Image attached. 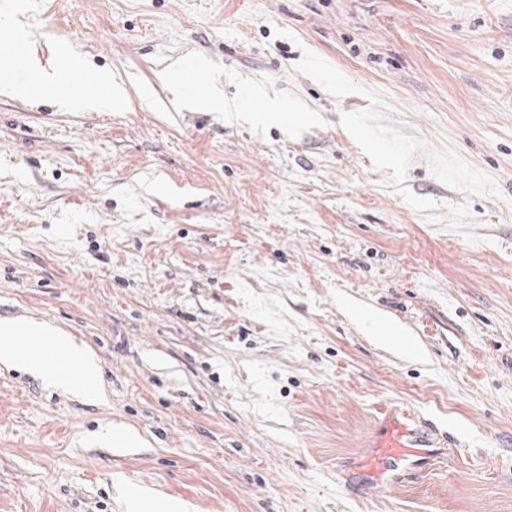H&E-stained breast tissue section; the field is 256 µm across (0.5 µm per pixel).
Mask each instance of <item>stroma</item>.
Listing matches in <instances>:
<instances>
[{
	"instance_id": "stroma-1",
	"label": "stroma",
	"mask_w": 512,
	"mask_h": 512,
	"mask_svg": "<svg viewBox=\"0 0 512 512\" xmlns=\"http://www.w3.org/2000/svg\"><path fill=\"white\" fill-rule=\"evenodd\" d=\"M1 23L36 63L10 81L65 42L124 100L0 93V318L65 329L107 390L0 367V512H127L130 486L512 512V0H0ZM388 401L448 447L359 497L336 468Z\"/></svg>"
}]
</instances>
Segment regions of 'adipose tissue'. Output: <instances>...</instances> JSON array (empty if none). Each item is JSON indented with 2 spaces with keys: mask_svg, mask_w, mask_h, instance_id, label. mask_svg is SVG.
<instances>
[{
  "mask_svg": "<svg viewBox=\"0 0 512 512\" xmlns=\"http://www.w3.org/2000/svg\"><path fill=\"white\" fill-rule=\"evenodd\" d=\"M24 336L31 341L69 354L77 372L69 374L59 366L48 364L42 355L17 346L5 345V338ZM0 364L18 368L40 379L46 386L80 397L88 403L107 399L93 355L76 343L63 329L27 317L0 318Z\"/></svg>",
  "mask_w": 512,
  "mask_h": 512,
  "instance_id": "adipose-tissue-1",
  "label": "adipose tissue"
}]
</instances>
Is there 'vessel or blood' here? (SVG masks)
<instances>
[{"mask_svg":"<svg viewBox=\"0 0 512 512\" xmlns=\"http://www.w3.org/2000/svg\"><path fill=\"white\" fill-rule=\"evenodd\" d=\"M438 455L432 427L389 403L380 407L361 453L343 462L336 473L360 492L378 497L405 478L425 472Z\"/></svg>","mask_w":512,"mask_h":512,"instance_id":"obj_1","label":"vessel or blood"}]
</instances>
